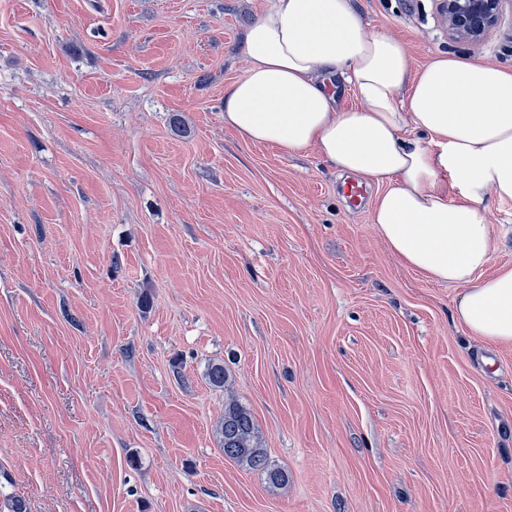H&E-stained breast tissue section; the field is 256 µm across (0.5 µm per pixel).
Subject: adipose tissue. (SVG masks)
Instances as JSON below:
<instances>
[{
  "instance_id": "obj_1",
  "label": "adipose tissue",
  "mask_w": 512,
  "mask_h": 512,
  "mask_svg": "<svg viewBox=\"0 0 512 512\" xmlns=\"http://www.w3.org/2000/svg\"><path fill=\"white\" fill-rule=\"evenodd\" d=\"M245 75L224 90V123L252 143L315 150L382 186L372 222L423 278L462 287L467 335L512 343V267L486 196L512 200V69L448 54L412 70L405 43L366 33L352 0H274L240 43ZM360 100L337 108L333 77Z\"/></svg>"
}]
</instances>
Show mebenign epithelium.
<instances>
[{
    "mask_svg": "<svg viewBox=\"0 0 512 512\" xmlns=\"http://www.w3.org/2000/svg\"><path fill=\"white\" fill-rule=\"evenodd\" d=\"M507 6L512 8V0H441L448 40L481 45L500 28Z\"/></svg>",
    "mask_w": 512,
    "mask_h": 512,
    "instance_id": "1",
    "label": "benign epithelium"
}]
</instances>
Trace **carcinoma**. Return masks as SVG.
I'll use <instances>...</instances> for the list:
<instances>
[{"instance_id": "obj_1", "label": "carcinoma", "mask_w": 512, "mask_h": 512, "mask_svg": "<svg viewBox=\"0 0 512 512\" xmlns=\"http://www.w3.org/2000/svg\"><path fill=\"white\" fill-rule=\"evenodd\" d=\"M206 377L211 387L224 388L227 379L224 364H210ZM216 434L224 457L249 470L264 473L274 486L288 484V473L272 465L268 450L262 447L255 419L246 407L235 400L225 402L224 416L216 426ZM0 509L3 512H27L25 501L11 493H0Z\"/></svg>"}]
</instances>
